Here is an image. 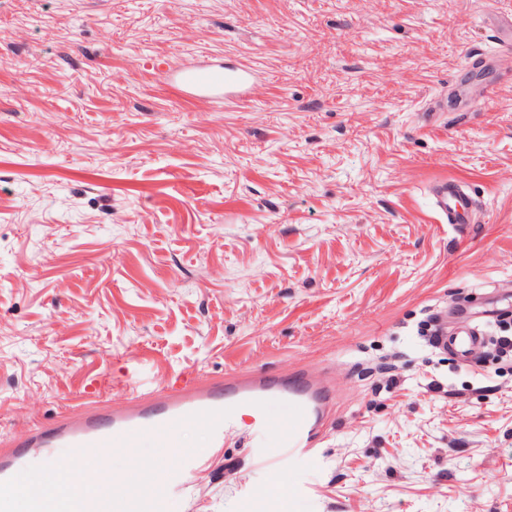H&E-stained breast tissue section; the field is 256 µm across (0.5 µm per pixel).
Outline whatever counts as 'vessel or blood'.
<instances>
[{"mask_svg":"<svg viewBox=\"0 0 512 512\" xmlns=\"http://www.w3.org/2000/svg\"><path fill=\"white\" fill-rule=\"evenodd\" d=\"M256 77L251 68L213 62L181 68L172 84L224 101L242 97ZM433 198L437 213L448 224L460 228L470 223L477 201L474 187L456 179L442 180L435 185ZM434 341L437 349L466 364L485 336L463 310L455 327L435 325ZM336 404L333 386L303 371L247 372L220 381L189 376L171 389H133L125 406L108 412L82 403L55 427L37 428L26 450L0 462V512H168L169 496L186 491L206 463L202 453L178 447V433L205 430L212 447L220 448L226 433L244 421L260 438L250 464L267 469L270 482L277 485L287 460L315 458ZM145 438L156 447L175 449L176 464L162 461L136 472L135 480L146 483V491L109 499L106 479L90 468V461L112 450L134 453ZM60 451L69 461V472L87 484L86 492L64 490L51 498L44 494L39 477Z\"/></svg>","mask_w":512,"mask_h":512,"instance_id":"1","label":"vessel or blood"}]
</instances>
